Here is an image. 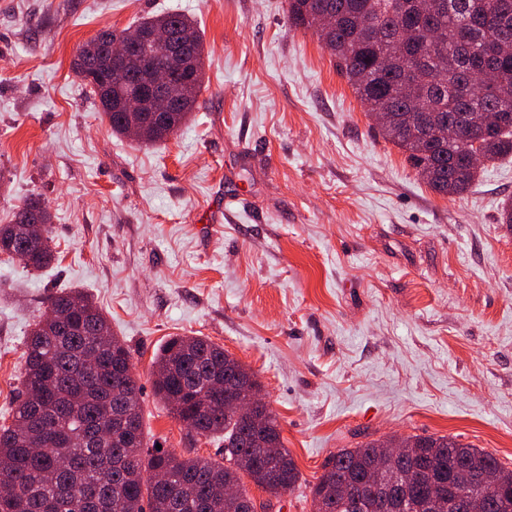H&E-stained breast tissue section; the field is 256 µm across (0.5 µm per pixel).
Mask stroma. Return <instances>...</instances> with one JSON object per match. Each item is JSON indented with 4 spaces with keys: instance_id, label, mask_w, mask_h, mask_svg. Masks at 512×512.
<instances>
[{
    "instance_id": "35a3bbf8",
    "label": "stroma",
    "mask_w": 512,
    "mask_h": 512,
    "mask_svg": "<svg viewBox=\"0 0 512 512\" xmlns=\"http://www.w3.org/2000/svg\"><path fill=\"white\" fill-rule=\"evenodd\" d=\"M179 13L204 88L164 142L113 135L71 70L103 28ZM36 198L56 261L0 254V423L24 340L78 288L128 348L148 442L222 457L155 394L153 357L202 336L254 373L300 471L269 512H312L341 448L448 435L512 469V156L432 191L288 0H0V224Z\"/></svg>"
}]
</instances>
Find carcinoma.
<instances>
[{"instance_id":"carcinoma-1","label":"carcinoma","mask_w":512,"mask_h":512,"mask_svg":"<svg viewBox=\"0 0 512 512\" xmlns=\"http://www.w3.org/2000/svg\"><path fill=\"white\" fill-rule=\"evenodd\" d=\"M288 0L292 27L314 29L336 69L369 111L386 112L381 134L407 154L436 193H466L480 166L512 155V0ZM336 12V25L320 29L319 17ZM162 28L173 38L193 37L197 83L182 104L137 140L153 144L176 134L203 89V41L192 20L178 13L147 18L125 32ZM87 44L75 51L72 72L98 97L112 133L129 135L112 111V90L84 75ZM422 79L409 75V61ZM494 71L493 83L481 73ZM153 52L112 59V75L173 67ZM477 149L480 165L466 149ZM51 215L30 200L0 224V254L17 255L40 270L55 259L47 226ZM49 305L59 317H42L27 334L22 392L10 424L0 426V512H69L73 499L94 496L112 512H253L249 479L273 497L295 488L299 471L281 440L266 402L258 423L225 408L203 372H235L240 361L199 336H174L153 360L154 390L195 437L224 441L222 460L178 456L145 441L141 388L128 349L107 316L81 291L60 292ZM389 443L405 451L404 512H448V486L481 501L483 512H512V488L477 487L472 476L501 469L493 454L450 436L411 435ZM383 441L340 448L312 487L313 512H371L381 493L365 484L372 464L385 474L393 462ZM237 496L224 498V488Z\"/></svg>"}]
</instances>
